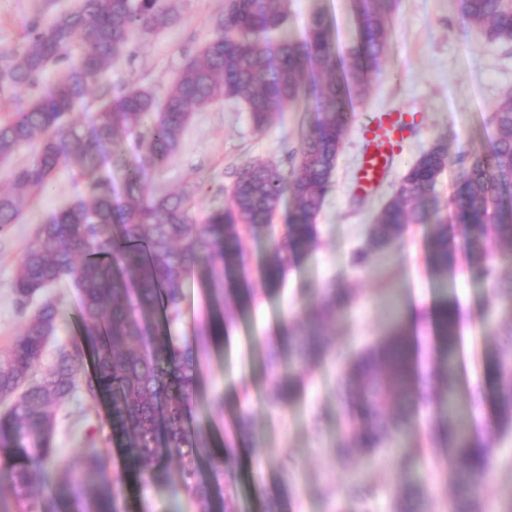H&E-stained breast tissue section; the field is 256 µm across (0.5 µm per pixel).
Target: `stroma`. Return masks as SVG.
Listing matches in <instances>:
<instances>
[{
	"instance_id": "obj_1",
	"label": "stroma",
	"mask_w": 512,
	"mask_h": 512,
	"mask_svg": "<svg viewBox=\"0 0 512 512\" xmlns=\"http://www.w3.org/2000/svg\"><path fill=\"white\" fill-rule=\"evenodd\" d=\"M76 2L0 0V52L21 51L33 20H49ZM162 3L172 11L173 24L154 33L135 32L128 49L103 73V85L115 91L145 87L164 97L184 65L214 35L216 22L224 14V0ZM288 12L293 37L303 34L317 12L333 23L337 51H346L357 37L351 0H290ZM81 53V44L73 43L68 57L50 66L36 85L0 88V117L41 96ZM509 91L512 45L477 37L458 17L452 0H398L383 71L356 105L338 155L318 218L317 247L289 268L282 284L271 291L261 277L271 236L263 229L245 232V279L253 296L235 309L223 338L213 342L209 355L201 358L192 409V426L206 436L211 455L220 453L225 426L239 412L252 418L250 434L234 439L235 512H264L272 498L279 499L281 512H394L397 491L408 481L425 492L423 512H448L451 490L442 478L448 462L439 449L429 447L424 431L411 435L404 452L381 457L376 470L366 469L359 459L338 461L331 449L345 430V419L334 391L335 362L309 370L295 395L273 408L267 405L266 395L276 380L266 371L263 359L268 344H287L291 322L304 306L317 302L325 289L348 288L356 294L354 303L326 323L333 349L355 352L391 331L394 308L415 311L413 334L422 352L420 386L430 391L438 385L439 356L428 316L447 298L458 303L463 316L459 400L465 404L472 395L489 394L485 360L494 337L508 322L489 282L474 279L462 261L447 280L438 279L428 262L426 228L419 224L372 254L364 265L354 264L353 253L362 246L368 224L391 199L406 170L439 136H447L454 154L485 147L492 109ZM391 110L414 113L417 122L388 177L375 192L366 194L354 186L361 131L376 113ZM311 118V113L291 106L258 130L242 104H211L193 113L177 151L163 170L148 175L143 189L149 194L183 195L192 217L203 220L227 202L243 165L270 163L291 174L301 134ZM83 191L77 168L60 166L47 188L27 204L21 220L0 232V353L22 333L27 320L14 292L22 256L34 243L39 224ZM184 292L181 316L171 326L179 346L209 321L208 298L196 280L187 279ZM46 297L64 311L55 344L47 349L52 355L57 346L82 342L81 299L67 280L49 289ZM217 393L224 396L219 409L212 404ZM62 414L55 435L57 466L44 493L51 496L55 512H74L71 501L56 495L55 489L70 477L67 462L85 450L88 427L106 426L107 412L104 402L73 400ZM179 469L178 463H170L168 479L146 484L128 476L119 499L123 512H199L194 500L173 494L170 488L179 478ZM356 478L373 485L374 491L365 503L353 507L346 502L345 491ZM480 501L482 512H504L512 502V436L498 443L497 459L481 483Z\"/></svg>"
}]
</instances>
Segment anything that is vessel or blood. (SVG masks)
<instances>
[{"instance_id": "b4317fda", "label": "vessel or blood", "mask_w": 512, "mask_h": 512, "mask_svg": "<svg viewBox=\"0 0 512 512\" xmlns=\"http://www.w3.org/2000/svg\"><path fill=\"white\" fill-rule=\"evenodd\" d=\"M412 122L413 116L407 112H380L363 129V154L356 170V184L361 191H373L382 183Z\"/></svg>"}]
</instances>
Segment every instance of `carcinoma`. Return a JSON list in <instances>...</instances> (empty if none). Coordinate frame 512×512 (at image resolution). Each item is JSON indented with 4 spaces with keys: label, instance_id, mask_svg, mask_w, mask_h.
Listing matches in <instances>:
<instances>
[{
    "label": "carcinoma",
    "instance_id": "cac0c4a2",
    "mask_svg": "<svg viewBox=\"0 0 512 512\" xmlns=\"http://www.w3.org/2000/svg\"><path fill=\"white\" fill-rule=\"evenodd\" d=\"M397 0H353L359 34L347 57L336 54L332 28L324 14L312 16L299 40L271 34L283 29L288 0H225L216 32L170 85L163 102L145 88L117 94L103 88L88 123L69 116L86 101L112 59L123 52L135 30L152 32L172 23L158 0H80L78 6L47 23L34 22L26 46L0 67V86L33 84L48 64L61 60L78 40L84 53L56 83L26 109L0 121V159L35 143L31 161L12 174V188L0 193V230L17 223L26 202L42 192L63 163L78 167L86 194L50 214L39 225L14 281L24 309L38 294L69 278L81 296V316L89 350L59 349L44 367L42 358L63 312L51 301L28 318L0 361V437L28 442L29 460L10 469L11 486L22 512H50L40 495L55 465L58 411L80 395L108 399L109 433L87 434V448L67 464L94 490L95 512H120L124 475L109 473L97 440L126 442L128 457L144 482L163 476L166 459H183L191 448L202 453L206 438L190 423L197 358L224 335L223 278L245 265L244 231L270 227L281 200L293 205L283 236L273 240L263 267L273 287L285 270L318 239L316 220L328 192L344 132L355 105L381 74L393 31ZM461 20L490 43H512V5L508 0H454ZM315 98L313 119L303 137L291 176L276 166L253 162L238 175L230 201L198 224L180 195L148 196L141 185L162 169L178 149L192 114L214 102L243 103L253 125L262 129L290 105ZM485 149L458 156L463 164L453 198L443 203L437 181L449 162L448 143L438 139L411 165L368 228L369 255L402 238L409 224L428 226L431 268L446 274L455 267V239L462 238L469 272L489 280L503 312L512 320V274L503 277L491 260L490 240L512 251V93L497 102ZM193 276L206 292L214 317L193 337L195 347L180 348L166 323L180 316L183 288ZM353 297L339 288L324 291L317 307L304 311L289 330L288 363L304 374L331 355L325 321L350 306ZM431 327L441 359L442 391L418 388V343L398 328L353 354H336V399L345 405L347 429L331 452L342 460L359 454L375 464L379 453L419 426L418 408L435 407L426 439L448 458L453 488L449 512H480L477 490L495 459L494 442L474 436L447 407L455 394L462 346L458 305L444 300L434 309ZM493 391L474 399L472 409L488 408L500 437L512 433V325L490 365ZM296 391V379L275 384L272 406ZM390 412H383L384 404ZM182 491L200 512H212L213 489L197 464L180 475ZM423 491L408 482L396 497V512H421Z\"/></svg>",
    "mask_w": 512,
    "mask_h": 512
}]
</instances>
